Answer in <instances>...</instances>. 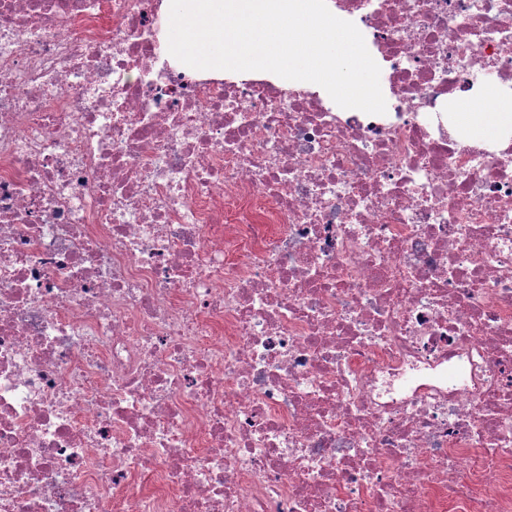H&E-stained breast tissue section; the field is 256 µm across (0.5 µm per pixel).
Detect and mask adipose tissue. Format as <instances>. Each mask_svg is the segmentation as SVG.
I'll list each match as a JSON object with an SVG mask.
<instances>
[{
  "label": "adipose tissue",
  "instance_id": "1",
  "mask_svg": "<svg viewBox=\"0 0 512 512\" xmlns=\"http://www.w3.org/2000/svg\"><path fill=\"white\" fill-rule=\"evenodd\" d=\"M484 107H475L465 99L454 104L457 130L465 139L493 141L512 128V99L501 97L496 88L485 92Z\"/></svg>",
  "mask_w": 512,
  "mask_h": 512
}]
</instances>
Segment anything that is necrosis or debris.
Segmentation results:
<instances>
[{
    "instance_id": "obj_1",
    "label": "necrosis or debris",
    "mask_w": 512,
    "mask_h": 512,
    "mask_svg": "<svg viewBox=\"0 0 512 512\" xmlns=\"http://www.w3.org/2000/svg\"><path fill=\"white\" fill-rule=\"evenodd\" d=\"M326 4L384 114L0 0V512H512V0ZM486 105L476 108L466 99L454 104L457 133L466 140H497L502 133L512 128V99L502 98L495 87L485 92Z\"/></svg>"
}]
</instances>
